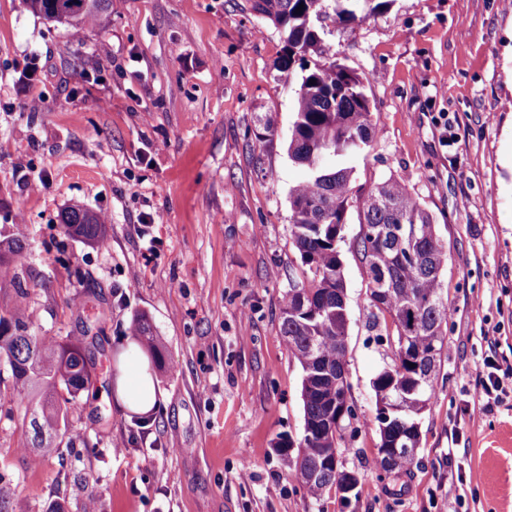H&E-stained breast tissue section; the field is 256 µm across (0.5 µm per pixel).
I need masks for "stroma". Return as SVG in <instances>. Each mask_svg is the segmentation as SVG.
Listing matches in <instances>:
<instances>
[{
	"mask_svg": "<svg viewBox=\"0 0 512 512\" xmlns=\"http://www.w3.org/2000/svg\"><path fill=\"white\" fill-rule=\"evenodd\" d=\"M324 40L368 80L375 134L344 161L354 186L397 179L448 243L450 315L410 473L375 465L372 382L391 358L369 329L353 210L341 250L356 417L339 459L355 496L312 501L275 449L304 426L279 332L282 295L304 282L289 232L301 70L278 71L282 33L246 0H112L109 27L78 34L0 0V231L26 240L39 335L96 347L90 391L70 405L75 447L35 459L23 404L0 391L8 512H83L91 494L96 512H450L457 472L468 512H512V399L459 412L487 356L512 366V0H391ZM264 112L275 133L259 150ZM74 204L106 216V245L63 234ZM138 313L164 343L158 405L139 416L110 379Z\"/></svg>",
	"mask_w": 512,
	"mask_h": 512,
	"instance_id": "stroma-1",
	"label": "stroma"
}]
</instances>
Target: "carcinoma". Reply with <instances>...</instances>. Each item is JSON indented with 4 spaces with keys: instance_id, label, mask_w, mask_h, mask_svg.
Here are the masks:
<instances>
[{
    "instance_id": "obj_1",
    "label": "carcinoma",
    "mask_w": 512,
    "mask_h": 512,
    "mask_svg": "<svg viewBox=\"0 0 512 512\" xmlns=\"http://www.w3.org/2000/svg\"><path fill=\"white\" fill-rule=\"evenodd\" d=\"M248 0L249 10L286 34L279 69L292 71L296 62L316 57L303 68L294 103L295 120L288 142V156L306 170L304 179L289 195L292 211L290 233L307 282L282 296L280 335L302 368L301 397L305 438L297 447L283 440L276 448L301 459L295 476L311 499L318 502L332 491L342 466L331 459L336 437L323 428L324 418L336 411V383L322 374L345 361L340 338L348 335L349 320L342 313L347 299L339 250L352 204H358L359 237L352 248L368 269L369 287L383 291L371 304L370 322L387 329L386 343L394 372L381 371L373 382L377 401L408 389L429 368H441V358L430 365L423 358L402 359V337L407 345L426 349L436 336H444L448 323V299L441 275L448 263L447 242L438 233L432 215L413 199L401 182L388 178L376 183L362 197L352 186V169L326 165L329 158H344L365 151L373 139L371 104L364 92L367 79L336 61H321L326 21L335 25L361 22L384 9L391 0H361V11L332 0ZM26 8L45 20L75 32L103 30L112 13V0H24ZM303 10H298L299 5ZM315 83H310V80ZM64 232L103 245L107 239L106 216L71 207L61 216ZM22 239H0V292L9 288L17 301L9 313L0 314V361L7 365L10 389L25 400L23 434L26 447L41 458L54 455L58 439L68 431V403L90 386L91 350L77 340L47 341L32 333L33 312L19 268L23 267ZM130 334L158 368L163 363V343L154 334L148 317L133 316ZM64 390L69 398L56 399ZM435 391L427 384L410 396L412 404L391 414L379 428L380 444L411 435L418 412ZM375 461L390 475L408 472L410 456L389 458L377 452Z\"/></svg>"
}]
</instances>
